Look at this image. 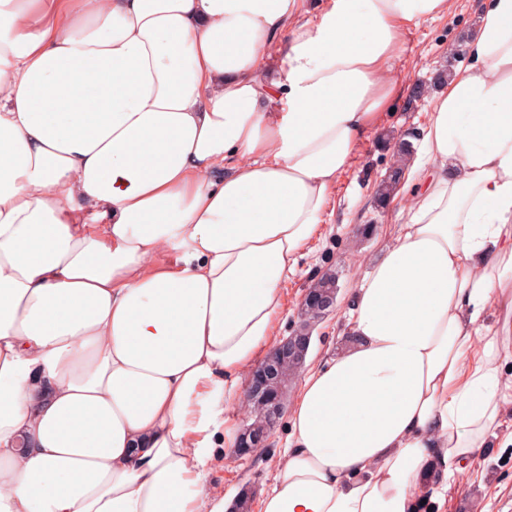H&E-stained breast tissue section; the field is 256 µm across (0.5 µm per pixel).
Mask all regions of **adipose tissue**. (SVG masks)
Masks as SVG:
<instances>
[{
    "instance_id": "obj_1",
    "label": "adipose tissue",
    "mask_w": 512,
    "mask_h": 512,
    "mask_svg": "<svg viewBox=\"0 0 512 512\" xmlns=\"http://www.w3.org/2000/svg\"><path fill=\"white\" fill-rule=\"evenodd\" d=\"M303 5L0 0V512H225L224 405L396 94L405 31L448 12ZM472 51L258 512H414L512 445V0Z\"/></svg>"
}]
</instances>
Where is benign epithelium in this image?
Returning a JSON list of instances; mask_svg holds the SVG:
<instances>
[{"mask_svg": "<svg viewBox=\"0 0 512 512\" xmlns=\"http://www.w3.org/2000/svg\"><path fill=\"white\" fill-rule=\"evenodd\" d=\"M338 292H326L312 284L300 304L301 328L282 339L251 370L245 399L259 422L244 426L237 433L232 453L243 458L268 446L271 434L282 417L288 383L302 368L311 344L309 325L332 314Z\"/></svg>", "mask_w": 512, "mask_h": 512, "instance_id": "obj_1", "label": "benign epithelium"}]
</instances>
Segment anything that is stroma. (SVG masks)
<instances>
[{
    "instance_id": "obj_1",
    "label": "stroma",
    "mask_w": 512,
    "mask_h": 512,
    "mask_svg": "<svg viewBox=\"0 0 512 512\" xmlns=\"http://www.w3.org/2000/svg\"><path fill=\"white\" fill-rule=\"evenodd\" d=\"M490 0H448L446 15L422 23L406 33L405 50L395 60L391 78L399 82L381 126L364 143L342 175L321 218L318 235L299 257L293 274L283 283L284 307L274 323L271 343L290 335L299 323L300 302L306 288L323 274L335 275L340 291L335 313L315 323L307 356L315 365L335 354L344 343L341 327L352 291L378 259L381 247L397 225L408 218L409 199L398 196L380 206L377 189L394 164V146L402 135L412 134L421 146V133L433 109L432 93L411 96L417 83H427L448 65V48L467 44L469 34ZM287 422H280L268 448L249 459L226 457L212 475L217 491L235 498L244 484L256 494L268 490L279 456L286 446ZM439 512H512V445L484 449L465 476L453 477L446 502Z\"/></svg>"
}]
</instances>
